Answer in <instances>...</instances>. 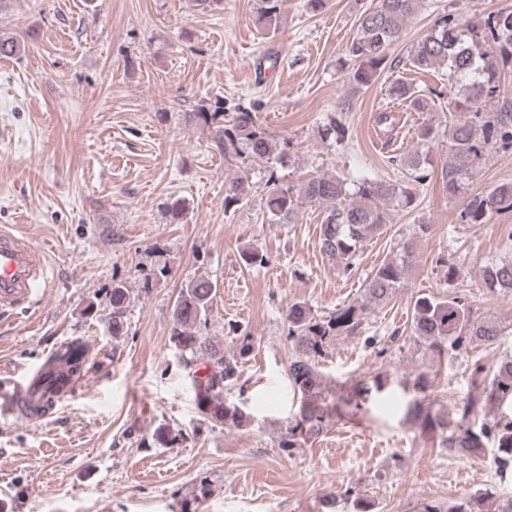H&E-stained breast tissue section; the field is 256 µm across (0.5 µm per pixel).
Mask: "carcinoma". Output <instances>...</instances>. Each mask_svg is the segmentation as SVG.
I'll list each match as a JSON object with an SVG mask.
<instances>
[{
  "label": "carcinoma",
  "mask_w": 512,
  "mask_h": 512,
  "mask_svg": "<svg viewBox=\"0 0 512 512\" xmlns=\"http://www.w3.org/2000/svg\"><path fill=\"white\" fill-rule=\"evenodd\" d=\"M419 0H377L358 18V33L348 48L352 68L347 74L351 84L362 89L374 83L386 68L389 47L402 35L407 22L418 9ZM281 0H262L255 22L263 30L276 31ZM414 68L428 72L448 68V80L462 92L459 104L463 112L448 124V162L442 168L443 184L448 193L476 171L481 156L495 146L512 147V112H485L483 105L499 92L500 69L512 62V10L498 11L483 22L469 24L451 20L444 14L418 41L411 55ZM395 99L422 111L427 98L407 82L391 85ZM198 116L211 128L212 145L226 155L247 154L253 163L270 164L281 158L278 142L271 139L258 123L255 108L238 105L230 117L217 103L213 109L201 107ZM427 160L415 151L402 159L411 182L427 179ZM245 179L231 181L224 189V210L238 206L243 199ZM415 189L389 184L383 180L361 178L348 188L339 176H315L300 185L297 194L290 189L273 188L266 196V206L274 221L286 224L300 201L314 203L323 213L319 227L318 248L326 259L349 272L368 241L386 232L389 216L379 206L382 200H398L409 208L416 202ZM512 209V182L497 186L489 195L472 198L461 218L468 224H483L488 215ZM432 231L430 224H416L409 237L398 242L393 254L374 267L366 279L360 300L337 309L329 316H318L304 302L288 306V339L293 356L288 365V379L301 393V405L295 423L287 428L280 442L283 449L298 448L322 435L330 423L328 407L319 403L325 384L319 359L327 343L341 328H357L377 305L388 301L403 287L408 269L415 259L417 242ZM482 278L489 288L512 292V257H504L483 267ZM217 296V283L204 276L189 280L181 289L172 309L170 341L181 356L197 362L207 374L194 377L199 409L210 421L242 427L250 416L241 408L224 402V387L238 381L245 361L252 352L250 336H239L236 352L230 354L211 337L198 334L207 323ZM129 291L121 282L112 284V335L124 333V314ZM411 333L439 358L453 361L476 343L494 345L512 335L508 327L491 318L474 316L472 307L459 297L436 298L421 295L414 300ZM383 387L379 377L359 380L350 395L342 397L349 405L368 400L373 391ZM477 391L456 410V417L434 413L420 401L409 404L408 418L431 434L437 447L483 458L494 448L492 462L499 472L512 470V419L474 427L476 415L486 409L512 404V356L494 364L490 382L476 384ZM424 512H512V497L504 499L487 489L462 501L428 505Z\"/></svg>",
  "instance_id": "1"
}]
</instances>
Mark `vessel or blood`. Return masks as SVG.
I'll list each match as a JSON object with an SVG mask.
<instances>
[{
    "instance_id": "obj_1",
    "label": "vessel or blood",
    "mask_w": 512,
    "mask_h": 512,
    "mask_svg": "<svg viewBox=\"0 0 512 512\" xmlns=\"http://www.w3.org/2000/svg\"><path fill=\"white\" fill-rule=\"evenodd\" d=\"M47 274L45 253L29 241L21 227H1L0 310L29 303ZM60 366V361L50 356L30 372L0 376V415L33 422L51 416L85 382L81 375L59 379Z\"/></svg>"
}]
</instances>
